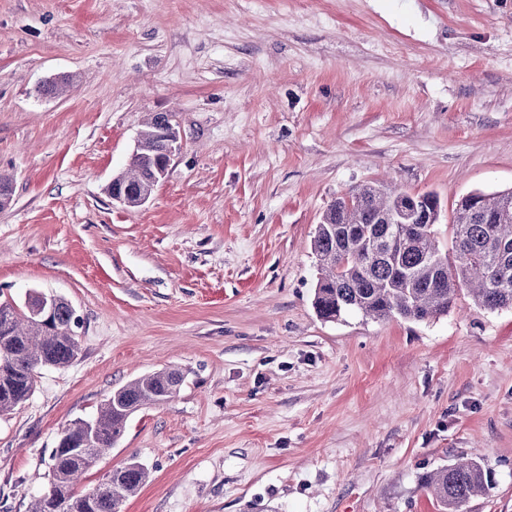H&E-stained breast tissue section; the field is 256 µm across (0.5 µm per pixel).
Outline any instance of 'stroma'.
Returning a JSON list of instances; mask_svg holds the SVG:
<instances>
[{
  "mask_svg": "<svg viewBox=\"0 0 512 512\" xmlns=\"http://www.w3.org/2000/svg\"><path fill=\"white\" fill-rule=\"evenodd\" d=\"M60 94H39L51 79ZM182 148L139 208L107 191L149 113ZM0 296L64 297L77 359L0 417V512H27L72 421L160 369L73 488L129 458L122 512H439L423 476L479 459L512 512V309L321 320L310 243L384 183L512 188V0H0Z\"/></svg>",
  "mask_w": 512,
  "mask_h": 512,
  "instance_id": "1",
  "label": "stroma"
}]
</instances>
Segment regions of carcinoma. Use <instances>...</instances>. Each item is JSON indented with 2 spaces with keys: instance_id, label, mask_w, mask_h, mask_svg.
I'll list each match as a JSON object with an SVG mask.
<instances>
[{
  "instance_id": "obj_1",
  "label": "carcinoma",
  "mask_w": 512,
  "mask_h": 512,
  "mask_svg": "<svg viewBox=\"0 0 512 512\" xmlns=\"http://www.w3.org/2000/svg\"><path fill=\"white\" fill-rule=\"evenodd\" d=\"M170 119L163 112L146 119L141 150L110 193L133 200L152 179L166 150L159 131ZM401 195L396 188L367 184L330 204L311 243L319 270L313 296L317 315L325 321L356 313L423 322L448 313L465 293L485 310L512 307V189L478 192L458 203L447 249L440 246L437 195L415 194L424 203L414 223L396 224ZM78 355L68 300L55 297L50 321L41 323L28 304L1 299L0 416L29 400L41 369L66 367ZM182 381L176 370L141 376L112 390L93 419L70 423L49 456V487L28 512H121L149 477L139 461L105 473L81 496L74 495L73 486L120 441L132 413L170 400ZM490 485L482 463L464 456L423 481L440 512H462Z\"/></svg>"
}]
</instances>
